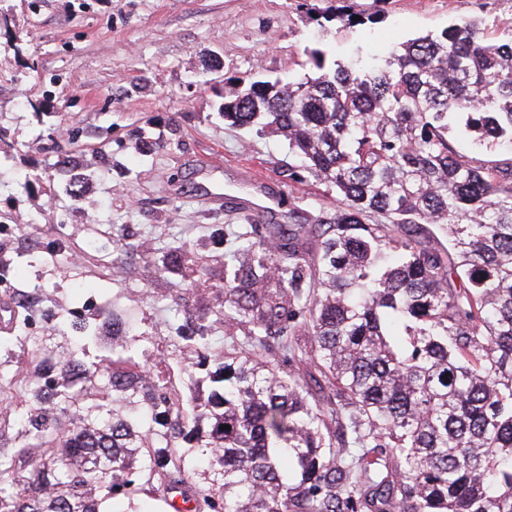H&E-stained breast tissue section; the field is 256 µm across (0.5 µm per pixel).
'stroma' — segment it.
<instances>
[{"instance_id": "1", "label": "stroma", "mask_w": 512, "mask_h": 512, "mask_svg": "<svg viewBox=\"0 0 512 512\" xmlns=\"http://www.w3.org/2000/svg\"><path fill=\"white\" fill-rule=\"evenodd\" d=\"M336 0H0V384L60 378L33 353L83 364L108 330L155 349L152 372L183 399L207 397L224 350L212 328L224 300V256L261 193L305 212L324 185L288 177V143L228 125L227 83L261 73L297 81L305 48L344 62L382 56L461 18L512 26V0H387L375 24H319ZM253 167L249 181L242 166ZM209 256L205 285L184 280L185 252ZM41 289L28 305L31 286ZM208 326L210 350L189 342Z\"/></svg>"}]
</instances>
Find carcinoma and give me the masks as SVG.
Here are the masks:
<instances>
[{
    "mask_svg": "<svg viewBox=\"0 0 512 512\" xmlns=\"http://www.w3.org/2000/svg\"><path fill=\"white\" fill-rule=\"evenodd\" d=\"M306 55L312 74L236 84L219 107L283 136L289 178L335 196L310 219L238 229L215 313L224 376L186 406L158 387L218 475L194 512L217 498L224 512H512V153L448 139L512 146V27L490 38L460 20L372 65ZM208 264L189 257L191 281ZM122 351L123 371L67 360L63 389L24 390L22 414L138 404L151 374ZM179 472L134 419L38 430L0 448V512H101L100 492L133 474L171 486Z\"/></svg>",
    "mask_w": 512,
    "mask_h": 512,
    "instance_id": "obj_1",
    "label": "carcinoma"
}]
</instances>
